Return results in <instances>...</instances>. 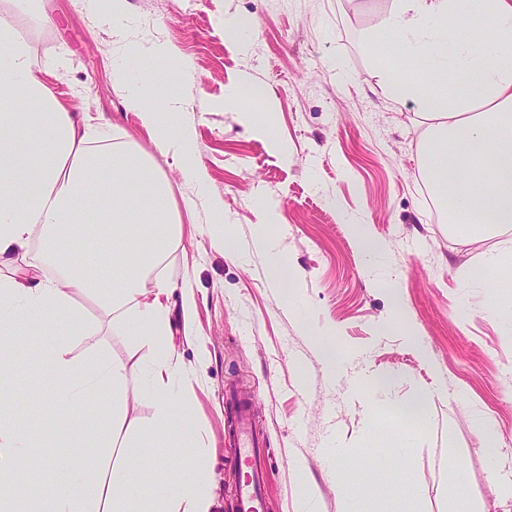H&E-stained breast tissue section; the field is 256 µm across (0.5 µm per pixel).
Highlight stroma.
<instances>
[{"label":"stroma","instance_id":"obj_1","mask_svg":"<svg viewBox=\"0 0 512 512\" xmlns=\"http://www.w3.org/2000/svg\"><path fill=\"white\" fill-rule=\"evenodd\" d=\"M16 18L56 97L79 119L103 125L109 141L146 152L172 189L182 237L162 275L170 331L153 347L103 326L94 295L76 296L94 336H75L72 356L105 354L146 368L171 352L186 374L182 398L193 416L188 452L206 459L216 512H232L237 472L224 411L227 386L242 388L264 442L266 512H449L455 483L478 512H512L500 498L512 480V289L484 259L498 238L463 242L449 230L426 178L424 127L413 103L389 99L380 70L401 61L382 27L392 0H127L124 33L162 39L193 71L183 87L181 124L193 130L203 179L184 178L171 151L156 145L113 81L129 59L102 13L76 0H0ZM252 25L230 41L224 20ZM243 97L232 108L224 97ZM265 113L270 134L246 112ZM219 202L233 242L215 240L210 206ZM277 208L282 221L270 223ZM297 275L269 281L271 251ZM406 315L414 337L396 331ZM336 351L328 368L314 333ZM44 333L11 343L21 372L13 396L42 392L27 423L41 455L30 462L36 501L58 459L83 467L100 456L112 393L63 411L65 386L44 384ZM391 376L378 395L366 373ZM426 397L411 420L405 404ZM486 425H479V415ZM385 479L393 498L347 503L348 486Z\"/></svg>","mask_w":512,"mask_h":512}]
</instances>
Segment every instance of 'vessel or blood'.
I'll list each match as a JSON object with an SVG mask.
<instances>
[{
    "instance_id": "1",
    "label": "vessel or blood",
    "mask_w": 512,
    "mask_h": 512,
    "mask_svg": "<svg viewBox=\"0 0 512 512\" xmlns=\"http://www.w3.org/2000/svg\"><path fill=\"white\" fill-rule=\"evenodd\" d=\"M235 412L237 430L234 434V446L239 465L245 470L236 489L237 507L239 512H264L268 478L266 474L256 471L253 465L257 442L250 424L247 404L237 401Z\"/></svg>"
}]
</instances>
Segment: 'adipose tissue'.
I'll return each mask as SVG.
<instances>
[{"mask_svg":"<svg viewBox=\"0 0 512 512\" xmlns=\"http://www.w3.org/2000/svg\"><path fill=\"white\" fill-rule=\"evenodd\" d=\"M396 37L402 58L427 56L438 72L430 93L415 83L382 72L388 96L413 102L427 127L425 151L447 153L449 166L430 168V182L439 196H453L448 222L462 239L492 236L512 226V0H393L383 21ZM493 32L495 45L479 42V30ZM154 71H141L136 85L116 69L113 80L127 91V106L137 112L165 148L180 158L185 177L201 180L202 168L187 128H174L183 110L177 93L166 98L164 111L148 103ZM463 73L467 92L451 80ZM100 130L79 126L55 96L32 60L14 15L0 11V334L21 330L49 331L51 345L43 352L46 383L65 382L69 401L112 391L107 430L95 472L57 467L42 498L52 512H211L213 503L197 469L173 468L176 494L144 487L129 471L111 470L113 455L126 462L138 458L129 439L121 396L134 366L106 356L88 366L71 357L60 314H71L74 332L92 327L75 312L73 299L95 292L104 316L120 321L123 330L150 344L168 329V285L159 275L168 247L179 236L171 189L148 157L137 150L106 148ZM97 214V244L133 254L140 238L156 232L157 242L138 275L123 273L95 286L79 259L70 258L87 211ZM43 235L42 262L55 265L53 277H21L13 269L28 260L34 232ZM154 288H145L146 280ZM185 374L169 353L157 354L140 396L154 408L156 440L167 458L185 448L192 423L177 401ZM28 442L15 424L0 423V512H16L15 492L23 484L20 450Z\"/></svg>","mask_w":512,"mask_h":512,"instance_id":"ef3b65f1","label":"adipose tissue"}]
</instances>
